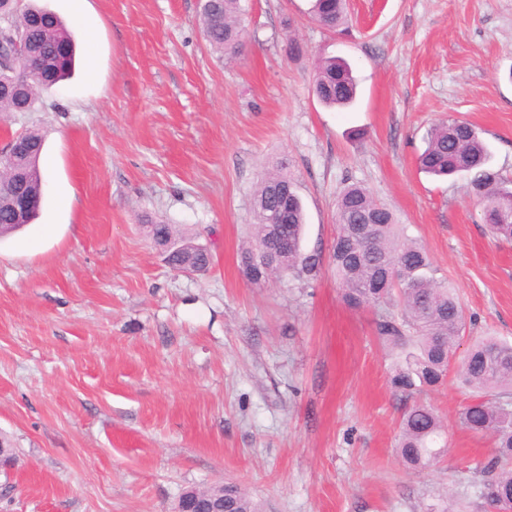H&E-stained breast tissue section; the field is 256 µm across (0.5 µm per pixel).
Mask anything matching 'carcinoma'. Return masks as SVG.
Here are the masks:
<instances>
[{
  "label": "carcinoma",
  "instance_id": "carcinoma-1",
  "mask_svg": "<svg viewBox=\"0 0 512 512\" xmlns=\"http://www.w3.org/2000/svg\"><path fill=\"white\" fill-rule=\"evenodd\" d=\"M243 12L241 0H203L201 4L207 41L228 57L242 48ZM312 13L321 26L337 30L346 23L345 0H314ZM11 27L23 36L29 53L19 58L11 51L12 43L0 47V65L18 82L15 90L0 95V112H16L22 101L32 111L41 95L71 70L73 38L61 19L37 6L12 11ZM313 91L328 107L351 105L356 83L349 65L334 57L321 60ZM25 139L33 155L25 192L39 203L42 138L30 132ZM418 163L436 176H465L470 191L483 202L484 220L493 235L512 242V189L492 169L488 147L470 124L452 119L433 126ZM291 183L288 167L281 162L267 170L256 187L253 236L241 255V272L251 283L267 280L265 276H251L267 249L287 250L283 264L288 276L302 285L314 281L320 272V253L302 248L305 212L301 197L281 198V191ZM36 213L34 208L17 217L11 200L1 196L0 233L14 232L18 221L31 223ZM146 223L154 242L171 247L166 259L173 268H191L199 273L209 269L211 254L196 252L193 238L176 233L172 225L162 221L148 219ZM336 224L330 258L347 304L361 308L392 299L400 307L399 319L377 322L379 337L397 358L391 377L394 390L406 396L423 392L441 384L452 371L461 387L489 395L487 400L466 405L460 412V423L474 434L494 438L493 453L480 468L485 477L483 497L491 512L507 508L512 504V344L493 336L480 337L472 341L463 357L457 356L466 327L464 309L448 285L435 277L426 249L408 238L393 212L365 188L351 184L343 189L336 200ZM362 224L369 225V234L363 238L359 236ZM443 435L435 409L415 402L402 414L398 456L411 470L427 469L445 451ZM226 502L231 512H260L234 484L226 490Z\"/></svg>",
  "mask_w": 512,
  "mask_h": 512
}]
</instances>
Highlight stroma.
I'll list each match as a JSON object with an SVG mask.
<instances>
[{
    "label": "stroma",
    "instance_id": "35a3bbf8",
    "mask_svg": "<svg viewBox=\"0 0 512 512\" xmlns=\"http://www.w3.org/2000/svg\"><path fill=\"white\" fill-rule=\"evenodd\" d=\"M95 41V73L36 111L43 199L0 238V437L15 452L0 512H172L188 487L231 482L264 512H484L491 437L459 422L455 377L412 399L390 384L381 304L350 308L329 260L336 198L356 183L428 250L466 336L512 343V243L494 239L464 177L417 157L436 124L477 129L512 181V0H347L338 31L311 0H242L244 46L205 40L201 0H20ZM84 24H75L76 15ZM347 59L358 98L312 92ZM287 160L306 212L311 286L240 274L253 191ZM196 235L210 269L167 265L142 220ZM434 407L447 449L412 472L396 454L408 401Z\"/></svg>",
    "mask_w": 512,
    "mask_h": 512
}]
</instances>
